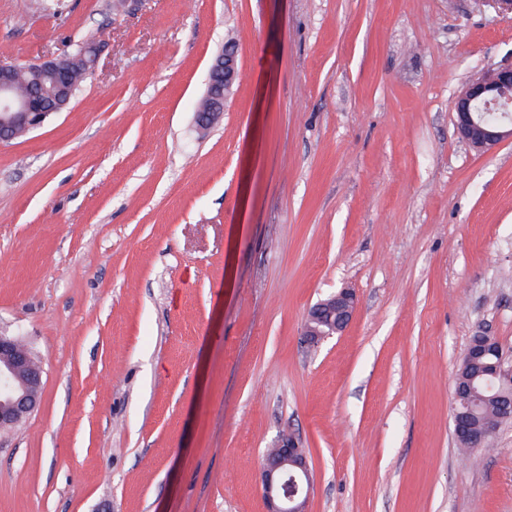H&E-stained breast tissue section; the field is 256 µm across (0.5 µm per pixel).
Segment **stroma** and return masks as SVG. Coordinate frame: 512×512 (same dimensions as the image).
Instances as JSON below:
<instances>
[{"label": "stroma", "mask_w": 512, "mask_h": 512, "mask_svg": "<svg viewBox=\"0 0 512 512\" xmlns=\"http://www.w3.org/2000/svg\"><path fill=\"white\" fill-rule=\"evenodd\" d=\"M0 0V62L100 46L0 142V331L43 368L0 432V512H267L293 435L308 512H512V423L458 450L456 372L512 354V141L454 99L512 63L480 0ZM236 34L240 78L194 107ZM347 328L303 342L340 289ZM261 477L268 512L307 511L311 471L306 450L296 438L288 436L264 456Z\"/></svg>", "instance_id": "obj_1"}]
</instances>
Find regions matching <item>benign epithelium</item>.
I'll list each match as a JSON object with an SVG mask.
<instances>
[{
	"label": "benign epithelium",
	"instance_id": "7a95c632",
	"mask_svg": "<svg viewBox=\"0 0 512 512\" xmlns=\"http://www.w3.org/2000/svg\"><path fill=\"white\" fill-rule=\"evenodd\" d=\"M31 66L56 74L65 73L64 57L40 60ZM238 78L236 54L226 50L210 67L205 97L224 108ZM69 99L46 110L42 92L26 101L16 99L8 85L0 83V141L12 140L17 129L32 131L53 114L62 111ZM512 64L491 67L470 81L457 96L455 125L461 137L474 149L487 152L500 143L512 141ZM356 305L348 288L315 304L305 330L306 341L315 345L345 330ZM494 337L480 330L467 345L465 356L484 355ZM42 366L12 336L0 334V431L22 422L38 405ZM262 486L268 512H307L311 471L306 450L290 436L266 454L261 464Z\"/></svg>",
	"mask_w": 512,
	"mask_h": 512
}]
</instances>
